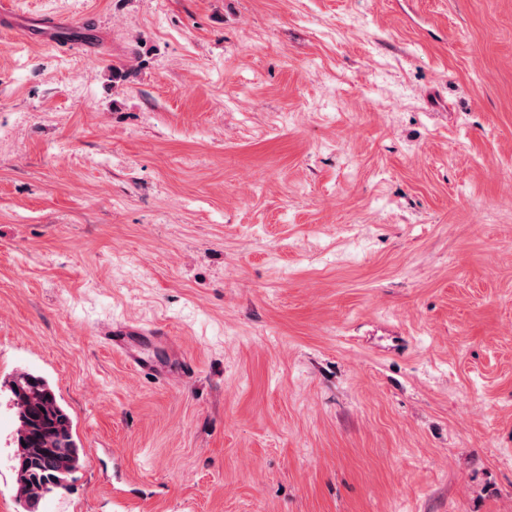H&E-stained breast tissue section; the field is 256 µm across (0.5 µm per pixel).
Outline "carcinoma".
Here are the masks:
<instances>
[{
    "mask_svg": "<svg viewBox=\"0 0 512 512\" xmlns=\"http://www.w3.org/2000/svg\"><path fill=\"white\" fill-rule=\"evenodd\" d=\"M10 393L17 419V496L25 512H35L47 488H66L69 476L81 465L80 448L71 417L44 377L23 372L12 382Z\"/></svg>",
    "mask_w": 512,
    "mask_h": 512,
    "instance_id": "cac0c4a2",
    "label": "carcinoma"
}]
</instances>
